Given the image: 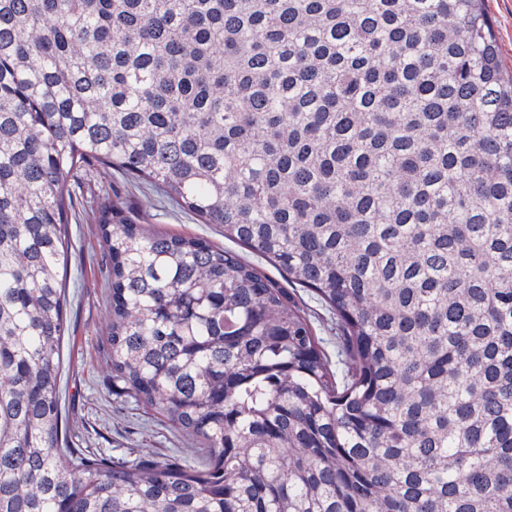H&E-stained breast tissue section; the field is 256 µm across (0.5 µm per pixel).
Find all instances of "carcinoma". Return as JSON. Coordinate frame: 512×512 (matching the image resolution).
Instances as JSON below:
<instances>
[{"label": "carcinoma", "mask_w": 512, "mask_h": 512, "mask_svg": "<svg viewBox=\"0 0 512 512\" xmlns=\"http://www.w3.org/2000/svg\"><path fill=\"white\" fill-rule=\"evenodd\" d=\"M113 384L207 462L60 448L69 177ZM336 316L335 370L288 287ZM0 512H512V73L485 0H0Z\"/></svg>", "instance_id": "carcinoma-1"}]
</instances>
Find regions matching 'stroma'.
Returning a JSON list of instances; mask_svg holds the SVG:
<instances>
[{
    "instance_id": "obj_1",
    "label": "stroma",
    "mask_w": 512,
    "mask_h": 512,
    "mask_svg": "<svg viewBox=\"0 0 512 512\" xmlns=\"http://www.w3.org/2000/svg\"><path fill=\"white\" fill-rule=\"evenodd\" d=\"M76 198L67 226L66 317L68 333L61 345L62 445L90 448L111 458L178 456L203 459L202 445L112 384L109 318L110 260L96 219L105 203L120 201L149 229L197 237L227 247L224 228L206 224L195 214L161 196L144 181L117 168L89 165L78 171ZM303 306L328 357L336 355V324L324 303L299 288Z\"/></svg>"
}]
</instances>
